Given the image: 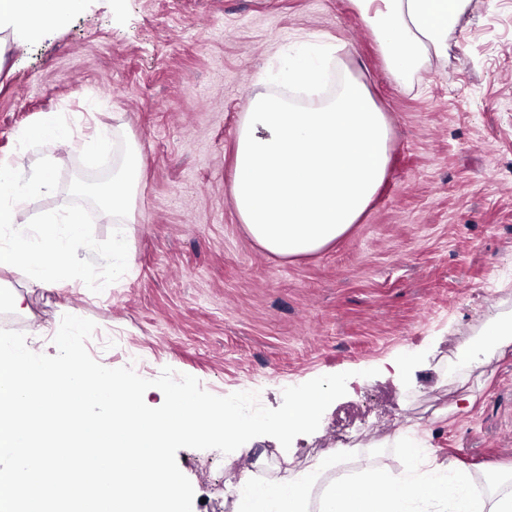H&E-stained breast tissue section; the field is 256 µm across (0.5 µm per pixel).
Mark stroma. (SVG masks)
<instances>
[{
    "label": "stroma",
    "mask_w": 512,
    "mask_h": 512,
    "mask_svg": "<svg viewBox=\"0 0 512 512\" xmlns=\"http://www.w3.org/2000/svg\"><path fill=\"white\" fill-rule=\"evenodd\" d=\"M306 56L331 80L361 77L391 129L385 179L361 223L324 249L284 259L240 224L231 195L238 123L257 94L287 88L288 60ZM57 114L73 140L32 139ZM127 138L143 179L123 227L128 270L91 292L78 280L32 287L20 270L0 286L27 312L0 306V328L50 356L63 315L95 322L91 356L109 368L141 356L218 396L282 391L351 372L320 426L283 449L249 441L253 472L279 482L349 451L352 472L399 473L415 462L463 465L477 491L512 471V343L468 356L464 342L494 317L512 319V0H469L448 54L412 79L384 65L350 0H83L36 38L0 55V159L30 173L62 158L64 186L14 210L16 227L69 200L84 175L79 143ZM378 374L364 377V370ZM472 410L453 412L462 396ZM184 448L193 512H233L239 467Z\"/></svg>",
    "instance_id": "35a3bbf8"
}]
</instances>
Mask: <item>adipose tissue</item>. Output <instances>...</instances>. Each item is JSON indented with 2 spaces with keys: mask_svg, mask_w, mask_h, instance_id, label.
I'll return each mask as SVG.
<instances>
[{
  "mask_svg": "<svg viewBox=\"0 0 512 512\" xmlns=\"http://www.w3.org/2000/svg\"><path fill=\"white\" fill-rule=\"evenodd\" d=\"M372 30L390 71L410 78L448 51L468 0H351ZM81 0H0V23L23 36L80 10ZM387 117L364 83L347 78L336 96L307 110L280 97L256 95L238 127L232 196L240 224L270 252H316L359 223L386 175ZM331 462L284 483L256 485L242 472L234 512H307L312 491ZM418 503L446 512H512V478L489 493L476 491L464 467L419 476L378 471L326 488L319 512H415Z\"/></svg>",
  "mask_w": 512,
  "mask_h": 512,
  "instance_id": "ef3b65f1",
  "label": "adipose tissue"
}]
</instances>
